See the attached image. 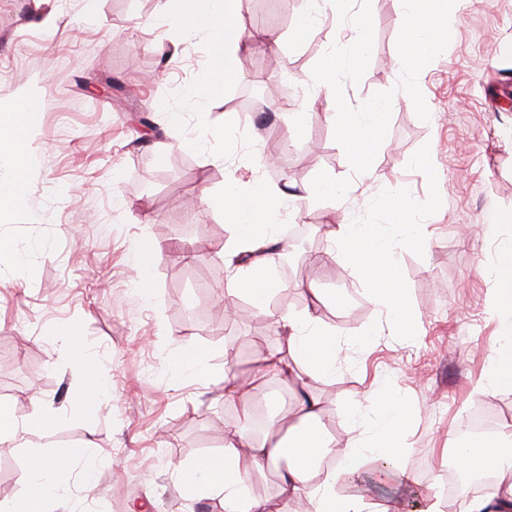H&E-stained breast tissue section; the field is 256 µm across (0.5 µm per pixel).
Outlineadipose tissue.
<instances>
[{
  "mask_svg": "<svg viewBox=\"0 0 512 512\" xmlns=\"http://www.w3.org/2000/svg\"><path fill=\"white\" fill-rule=\"evenodd\" d=\"M168 21L185 35L200 32L206 38L210 67L201 88L194 93L196 101L221 94L225 81L236 74L234 63L244 43L235 0H169ZM41 112V98L36 94L23 95L19 109H0V157L9 161L7 175L0 178V214L18 209L22 202L31 163L24 144L39 127ZM208 203L223 214L225 222L237 228L236 236L224 247L225 257L242 252L249 256L247 264L233 267L227 297L248 299L259 312H266L274 286L266 251L281 243L275 229L282 208L277 191L256 184L235 186L213 194ZM332 241L342 260L362 270L372 296L388 310L394 330L407 333L412 315L400 286L394 258L396 244L377 229L362 224L338 225L332 232ZM496 305L500 314L497 353L489 364V378L506 383L512 381V245L507 243L499 246ZM274 318L286 334L288 353L283 356L275 350L268 352L265 372L290 375L299 370L311 378L333 372L338 343L315 315L278 312ZM65 342L71 361L83 370L82 391L73 408L85 414L95 413L106 388L90 353L79 340L78 330L69 329ZM56 417V410L41 401L22 420L11 411L0 414V439L21 441L31 450L28 464L19 476L22 493L0 506V512H47L48 501L63 500L69 490L77 463L85 462L84 452L64 447L45 455L33 448L34 436L46 435ZM320 420L319 404L310 398L302 401L296 425L276 441H254L249 456H242L236 440H226L217 468L201 463L179 468L185 496L194 500L207 493H220L224 496V512H266L265 503L252 496L249 479L271 468L280 474L284 498H307L314 512H371L356 484L359 476L371 473L386 481L408 482L409 474L403 465L408 412L394 406L380 420L365 423L359 434L351 436L349 451L339 455L333 470L316 483L312 477L330 448ZM456 455L467 468L487 469L493 474L479 494L467 498L465 512H512V426H502L479 442L459 444ZM85 464L81 481L88 489L97 464Z\"/></svg>",
  "mask_w": 512,
  "mask_h": 512,
  "instance_id": "1",
  "label": "adipose tissue"
}]
</instances>
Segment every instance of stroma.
<instances>
[{
    "instance_id": "1",
    "label": "stroma",
    "mask_w": 512,
    "mask_h": 512,
    "mask_svg": "<svg viewBox=\"0 0 512 512\" xmlns=\"http://www.w3.org/2000/svg\"><path fill=\"white\" fill-rule=\"evenodd\" d=\"M307 5L237 0L236 9L253 33L286 40ZM403 16L401 0H372L371 61L359 83L344 84L350 105L395 89ZM450 27L447 49L418 78L429 120L395 89L388 134L369 171L356 174L334 138V103L307 107L314 65L356 38L330 12L297 50L242 49L236 78L201 107L191 93L209 66L206 46L168 25L167 0H0V107L16 108L22 89L43 95L25 208L0 216V239L16 245L0 256V406L22 418L41 399L59 415L53 447L107 460L91 491L72 487L48 512H224L220 497L184 498L175 466L222 451L241 427L225 384L251 378L257 352L280 343L253 308L206 334L178 319L199 306L224 315L219 252L234 228L206 197L228 184H288L284 223L323 238L337 223L367 224L395 242L403 225L424 229L397 256L413 317L405 337L358 268L331 253L298 250L285 276L269 268L273 300L288 295L289 312L315 310L339 354L334 377L270 380L254 402L275 396L292 410L314 398L340 453L356 414L376 419L393 401L412 417V480L364 487L375 507L414 512L410 491L428 493L447 477L473 409L512 423V385L480 384L496 345L498 245L512 241V0H463ZM161 44L176 45L177 66L166 65ZM173 112L182 115L176 127ZM183 138L196 147L177 148ZM425 152L427 169L416 164ZM323 178L335 180V196L315 193ZM144 236L165 252L148 276L132 257ZM312 286L335 302L314 304ZM71 326L112 387L93 415L71 408L81 373L58 340ZM197 348L211 356L212 379L173 381L169 356ZM27 462V448L0 441V501L20 494Z\"/></svg>"
}]
</instances>
